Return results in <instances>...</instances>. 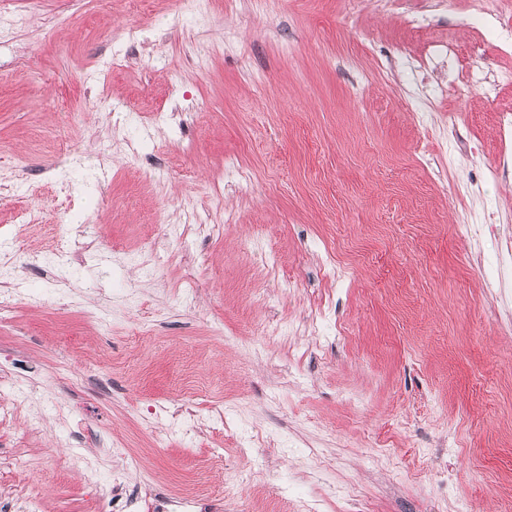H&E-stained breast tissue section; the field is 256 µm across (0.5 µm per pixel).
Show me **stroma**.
<instances>
[{
  "mask_svg": "<svg viewBox=\"0 0 512 512\" xmlns=\"http://www.w3.org/2000/svg\"><path fill=\"white\" fill-rule=\"evenodd\" d=\"M151 10L130 50L131 0H0V387L26 396L0 507L34 479L36 512H108L85 453L224 512H502L500 27L448 0Z\"/></svg>",
  "mask_w": 512,
  "mask_h": 512,
  "instance_id": "stroma-1",
  "label": "stroma"
}]
</instances>
